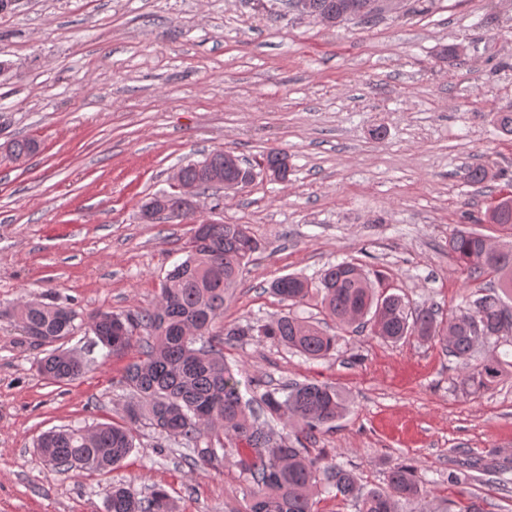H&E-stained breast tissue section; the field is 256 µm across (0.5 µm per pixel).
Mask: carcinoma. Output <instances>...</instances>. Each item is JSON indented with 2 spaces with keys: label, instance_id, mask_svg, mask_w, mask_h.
Segmentation results:
<instances>
[{
  "label": "carcinoma",
  "instance_id": "cac0c4a2",
  "mask_svg": "<svg viewBox=\"0 0 512 512\" xmlns=\"http://www.w3.org/2000/svg\"><path fill=\"white\" fill-rule=\"evenodd\" d=\"M371 0H310L309 15H336V22L375 21L365 9ZM286 153L270 150L256 165L242 170L283 166ZM224 166V151L216 150L204 160L183 166L186 179L201 193L218 186L206 165ZM156 206L169 215L180 210V199L171 193L155 194L142 204ZM489 221L512 228V198L501 199L489 209ZM259 249L246 224L205 221L187 243V257L168 271L156 304L122 316L99 311L86 322L95 336L93 346L106 349L104 357L131 356L122 376L129 392L123 425L100 423L89 427L71 426L43 434L37 443L41 455L58 472H96L121 462L135 447L133 425L146 420L159 433L174 438L192 451L190 465L219 460L217 449H236L234 464L250 482L247 512H313L314 497L320 491L336 493L354 501L357 512H399L402 501L421 500L428 491L414 467L397 464L387 473L383 487L365 489L357 476L328 457L310 454L294 442L312 440L316 433L343 416L348 409L345 395L325 384H285L265 390L256 406L243 400L241 382L224 362V344L256 335L293 349L310 359H321L336 350L347 328L371 324L372 332L386 341L406 336L436 338L447 354L463 364L461 385L469 394L491 388L501 375V363L486 360L472 365L470 359L481 343L512 332V307L501 295H512V243L494 244L474 230H458L448 239V253L477 280L491 269L502 294H485L473 307H461L447 317L431 307H413L405 297L375 291V284L353 262L330 265L313 284L298 275L276 279L271 288L281 299L300 304L319 298L326 317L336 324L330 334L319 325L297 316L285 315L259 330L249 326L213 332L215 320L224 314L228 291L239 273ZM25 342L34 347H53L38 364L46 379L61 383L74 381L86 371L89 360L70 350L56 347L75 334L77 313L50 294L32 297L16 308ZM207 344L198 345L202 337ZM282 420L294 429L296 441L274 438L270 423ZM491 475L501 467L479 459L466 468L448 471V483L467 480L466 470ZM108 512H175L168 494L158 488L138 497L124 487L107 492Z\"/></svg>",
  "mask_w": 512,
  "mask_h": 512
}]
</instances>
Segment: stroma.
<instances>
[{"label":"stroma","mask_w":512,"mask_h":512,"mask_svg":"<svg viewBox=\"0 0 512 512\" xmlns=\"http://www.w3.org/2000/svg\"><path fill=\"white\" fill-rule=\"evenodd\" d=\"M489 27H479L484 16ZM454 58L442 59L445 47ZM0 144L32 138L18 163L0 153V512H106L115 485L167 491L177 512H245L249 483L230 460L189 467L186 448L141 424L109 472L57 473L38 453L44 432L120 419L125 360L91 363L53 383L45 351L25 342L14 308L46 291L81 314L152 307L198 220L246 224L260 243L215 324L261 327L314 302L273 294L277 278L317 281L352 261L414 306H467L493 286L469 280L448 239L470 227L495 241L492 202L512 196V0H435L376 22L328 28L287 0H17L0 13ZM255 161L288 154V178L203 196L197 214L145 223L139 207L172 189L183 165L215 150ZM491 177L471 185L465 168ZM502 360L493 388L465 393L462 365L440 343L342 335L309 360L284 346L226 344L244 398L288 382L326 383L346 414L311 452L353 469L365 488L413 465L425 500L401 512H446L475 495L512 512V491L448 482L462 454L512 465V335L481 344Z\"/></svg>","instance_id":"stroma-1"}]
</instances>
